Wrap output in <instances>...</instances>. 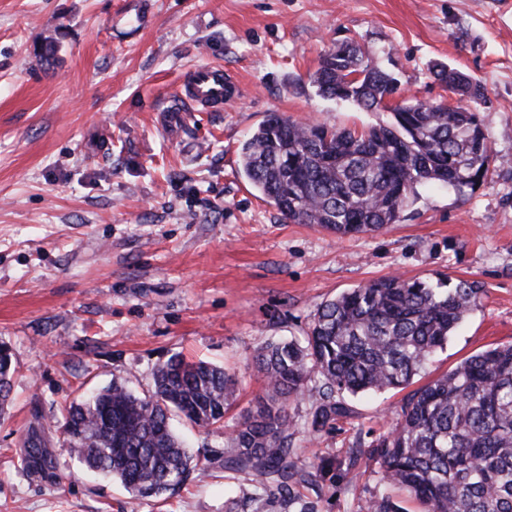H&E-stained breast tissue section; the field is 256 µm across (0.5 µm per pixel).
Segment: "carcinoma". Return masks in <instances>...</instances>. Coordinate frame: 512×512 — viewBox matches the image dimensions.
I'll use <instances>...</instances> for the list:
<instances>
[{
  "mask_svg": "<svg viewBox=\"0 0 512 512\" xmlns=\"http://www.w3.org/2000/svg\"><path fill=\"white\" fill-rule=\"evenodd\" d=\"M431 73L467 105L401 97L390 121L360 132L273 114L241 144L243 174L288 223L314 224L338 237L399 222L425 183L474 193L494 161L476 107L484 89L445 63L433 64ZM310 82L320 96L370 112L401 91L400 80L353 39L324 54ZM478 293L465 280L450 286L392 276L321 303L304 342L257 350L264 395L232 428L224 469L276 491L288 512H314L302 490L316 485L324 469L299 456L291 403L311 401L307 426L317 433L351 414L350 397L406 389L445 348ZM13 371L12 350L1 341L0 414ZM236 391L235 376L223 367L174 354L156 366L147 394L114 382L71 405L61 425L65 449L134 496L164 498L207 471L193 463L171 417L208 427L224 420ZM24 447V463L43 460L37 431ZM358 454L375 460L384 482L421 512H512V344L473 354L408 392L391 428ZM367 512L404 509L382 495Z\"/></svg>",
  "mask_w": 512,
  "mask_h": 512,
  "instance_id": "obj_1",
  "label": "carcinoma"
}]
</instances>
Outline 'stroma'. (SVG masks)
<instances>
[{
	"label": "stroma",
	"instance_id": "stroma-1",
	"mask_svg": "<svg viewBox=\"0 0 512 512\" xmlns=\"http://www.w3.org/2000/svg\"><path fill=\"white\" fill-rule=\"evenodd\" d=\"M348 38L408 96L456 104L434 62L482 84L495 162L475 193L422 186L397 224L340 238L285 222L250 187L239 147L270 115L356 130L389 120L310 83ZM207 65L238 96L217 112L180 107ZM391 275L481 290L415 385L512 343V0H0V340L15 365L0 512H284L224 470L228 432L263 392L254 356L305 336L325 300ZM175 353L235 374L237 400L208 428L173 421L190 454L210 458L203 480L137 499L71 458L59 424L112 382L151 390ZM403 397L351 400L334 428L298 433L301 458L329 465L323 490L304 492L317 512H366L383 493L374 461L348 459L388 431ZM39 429L51 464L23 468L22 441Z\"/></svg>",
	"mask_w": 512,
	"mask_h": 512
}]
</instances>
